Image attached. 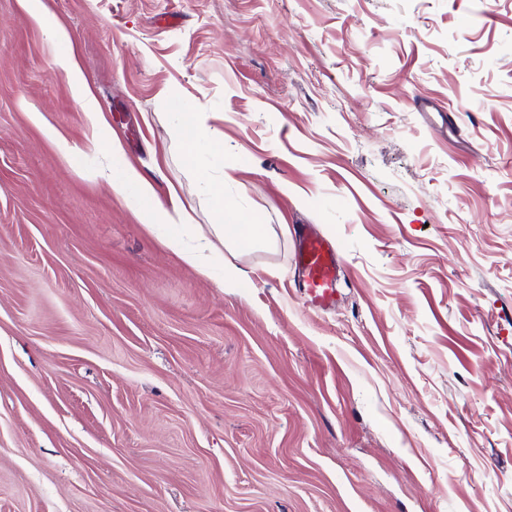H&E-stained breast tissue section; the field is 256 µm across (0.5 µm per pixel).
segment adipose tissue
<instances>
[{
  "label": "adipose tissue",
  "instance_id": "adipose-tissue-1",
  "mask_svg": "<svg viewBox=\"0 0 512 512\" xmlns=\"http://www.w3.org/2000/svg\"><path fill=\"white\" fill-rule=\"evenodd\" d=\"M173 137L201 181L206 182L216 210H223V183L210 181L208 174L209 159L224 154L223 143L208 135L194 112L184 113L173 130ZM94 149L112 160L102 171L111 191L121 196L163 245L194 271L210 275V257L216 242L250 247L265 238V225L259 224L257 219L236 214L229 215L225 223L209 225L207 230L195 229L192 216L179 194L171 193L168 204L158 203L150 181L123 161L117 141L99 138Z\"/></svg>",
  "mask_w": 512,
  "mask_h": 512
}]
</instances>
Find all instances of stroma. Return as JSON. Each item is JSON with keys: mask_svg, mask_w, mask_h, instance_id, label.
I'll list each match as a JSON object with an SVG mask.
<instances>
[{"mask_svg": "<svg viewBox=\"0 0 512 512\" xmlns=\"http://www.w3.org/2000/svg\"><path fill=\"white\" fill-rule=\"evenodd\" d=\"M0 0V512H512V0ZM267 243L220 287L97 178L96 136ZM83 152L69 169L45 136ZM342 258L304 307L293 229ZM55 64L65 71L70 72L73 74L75 82H74V89L77 99L79 100L83 112H86L88 117L95 121L97 118L98 108L94 102V99L90 96H88L85 88L84 81L79 74L76 64L73 60V58L67 54V53H59L55 56ZM172 135L201 181L208 187L212 203L224 220V183L212 182L208 174V159L224 156L223 143L208 135L196 112H183V118Z\"/></svg>", "mask_w": 512, "mask_h": 512, "instance_id": "stroma-1", "label": "stroma"}]
</instances>
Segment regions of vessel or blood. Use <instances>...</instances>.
<instances>
[{"instance_id": "obj_1", "label": "vessel or blood", "mask_w": 512, "mask_h": 512, "mask_svg": "<svg viewBox=\"0 0 512 512\" xmlns=\"http://www.w3.org/2000/svg\"><path fill=\"white\" fill-rule=\"evenodd\" d=\"M294 265L300 275L306 304L318 310L333 307L342 267L336 245L313 229H302L295 234Z\"/></svg>"}]
</instances>
